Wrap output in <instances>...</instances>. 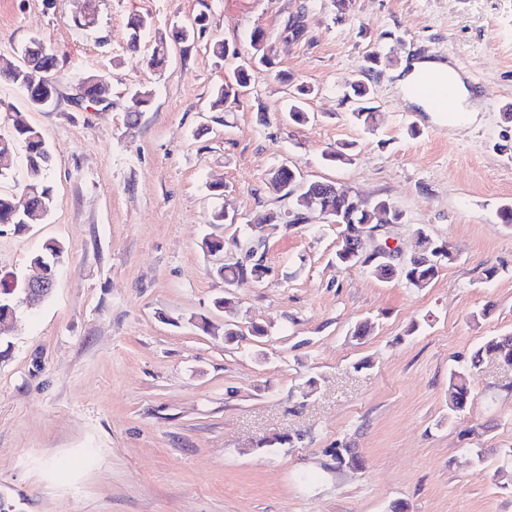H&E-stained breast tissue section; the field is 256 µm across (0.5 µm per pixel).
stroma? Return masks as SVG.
I'll return each instance as SVG.
<instances>
[{
	"instance_id": "obj_1",
	"label": "stroma",
	"mask_w": 512,
	"mask_h": 512,
	"mask_svg": "<svg viewBox=\"0 0 512 512\" xmlns=\"http://www.w3.org/2000/svg\"><path fill=\"white\" fill-rule=\"evenodd\" d=\"M92 6L93 26L72 15ZM206 13L204 39L146 68L157 35ZM149 16L139 53L127 23ZM300 16L304 34L286 25ZM262 28L275 60L239 104L209 109L229 66ZM58 54L56 101L33 109L0 81V134L23 120L53 155L52 212L0 226V287L37 275L33 255L58 241L53 291L20 306L0 338V505L6 512H512V368L472 370L474 399L448 414V374L485 340L512 334V0H0V55L32 38ZM378 54L366 70L368 54ZM460 70L478 102L472 123L425 112L401 93L415 59ZM287 80H280L278 72ZM103 75L108 106L75 104L73 85ZM371 89L374 131L341 91ZM311 85L312 119L282 122L291 82ZM146 87L147 107L131 93ZM348 142L351 163L327 148ZM310 181L386 198L404 213L380 239L410 255L414 232L455 258L418 290L334 259L337 227L311 213L270 227L288 199L268 185L279 165ZM250 227L268 269L225 286L203 238ZM495 269L486 279V269ZM242 334L224 339L225 293ZM370 322L364 338L355 326ZM266 336H251L252 326ZM353 448L362 468L326 451ZM480 449L474 460L472 449Z\"/></svg>"
}]
</instances>
